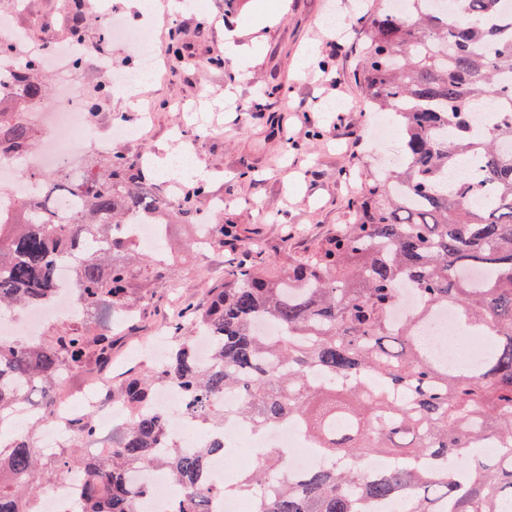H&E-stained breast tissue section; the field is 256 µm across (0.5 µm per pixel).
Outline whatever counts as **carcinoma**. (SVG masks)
Masks as SVG:
<instances>
[{
  "instance_id": "cac0c4a2",
  "label": "carcinoma",
  "mask_w": 512,
  "mask_h": 512,
  "mask_svg": "<svg viewBox=\"0 0 512 512\" xmlns=\"http://www.w3.org/2000/svg\"><path fill=\"white\" fill-rule=\"evenodd\" d=\"M512 0H387L365 20L367 43L355 74L367 107L386 111L403 142L395 168L368 174L351 201L353 224L339 229L311 257L274 279L254 243L224 270V285L198 307L181 303L168 352L145 370L112 385L124 419L102 448L94 412L73 423L70 441L45 456L33 428L52 421L61 382L95 364L112 363L116 339L98 319L132 314L122 224L162 212L164 196L144 187L143 159L122 152L98 158L105 171L62 174L51 193L81 205L58 214L18 202L0 212V317L51 301L58 258L84 250L75 269V297L85 319L31 343L0 339V512H41L39 497L78 463L84 481L69 512H135L145 487L127 480L136 468L164 470L178 486L171 512H211L225 492L252 512H508L512 508ZM22 88L17 101L38 108L50 100L47 74L26 61L0 85ZM36 139L19 112L0 109V153L22 156ZM208 197L197 182L179 214L195 216ZM237 236L214 225L210 248ZM416 288L420 307L392 323L400 287ZM451 308L459 330L486 345L484 360L454 365L436 358L423 333ZM258 320L278 324L262 336ZM191 326L211 337L210 358L190 353ZM325 375L322 381L314 375ZM175 383L190 422L213 434L211 444L183 454L167 443L166 420L151 410L157 387ZM402 388L397 400L391 390ZM242 392L236 418L261 432L300 424L329 458L386 455L393 470L368 477L334 467L288 481V463L267 450L261 468L234 486L205 480L209 458L224 449L228 415L219 398ZM28 411L27 426L11 428ZM485 438L509 454L480 460L463 449ZM458 455L455 473L417 462Z\"/></svg>"
}]
</instances>
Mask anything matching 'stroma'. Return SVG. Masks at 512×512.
I'll return each mask as SVG.
<instances>
[{"label": "stroma", "mask_w": 512, "mask_h": 512, "mask_svg": "<svg viewBox=\"0 0 512 512\" xmlns=\"http://www.w3.org/2000/svg\"><path fill=\"white\" fill-rule=\"evenodd\" d=\"M282 0H202L193 11L169 12L165 29L180 39L182 66L164 61L160 78L141 88L133 101L113 97V117L136 120L152 112L153 123L141 142L123 146L125 154L158 161L178 153L171 135L183 115L193 111L210 120L211 136L199 142L195 163L208 175L210 193L229 205L221 224L237 225L269 259L270 274L310 257L317 246L353 223L349 200L371 165L392 162L402 149L400 136L376 140L371 128L378 113L367 111L353 74L361 64L365 33L359 16L380 0H283L286 11L271 27L262 15ZM69 0H0L28 26L29 37L52 43L77 23ZM256 31L255 63L241 69L224 49L227 31ZM344 49H337V41ZM330 72L334 84L322 83ZM263 103L262 119L247 108ZM293 150H285L284 139ZM165 246L169 262L162 276L144 262L146 249L125 253L130 298L137 318L125 324L112 352L124 362L170 316L175 299L205 304L211 289L224 282V268L241 256L239 246L207 252L190 250L194 225L168 216Z\"/></svg>", "instance_id": "1"}]
</instances>
